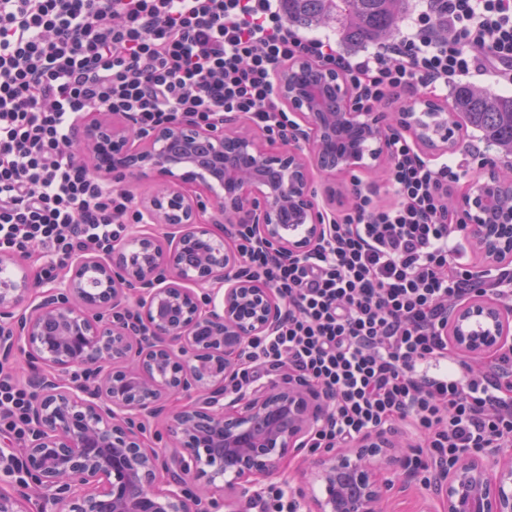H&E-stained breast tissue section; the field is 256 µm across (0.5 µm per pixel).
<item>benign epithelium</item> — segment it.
Instances as JSON below:
<instances>
[{
  "label": "benign epithelium",
  "instance_id": "benign-epithelium-1",
  "mask_svg": "<svg viewBox=\"0 0 512 512\" xmlns=\"http://www.w3.org/2000/svg\"><path fill=\"white\" fill-rule=\"evenodd\" d=\"M311 65L301 59L281 69L276 92L300 123L281 147L269 148L245 119L201 127L191 121L131 135L125 122L107 117L81 123L80 154L104 174L154 176L138 202L144 223L176 227L175 245L153 249L150 233L135 250L118 241L75 257L51 288L23 273L0 280V363L22 354L45 369L31 379L30 439L15 457L0 449V465L21 466L27 492L0 489V512H29L32 496L49 497L57 512H249L267 481L286 460L301 458L320 494L308 512H386L391 497L414 486L416 471L397 432L376 430L350 448L304 454L326 421L328 399L300 375L290 374L238 389L242 354L250 341L273 332L280 319L278 293L244 275L231 230L250 224L260 239L288 258L318 244L326 225L313 200L311 166L329 177L389 157L377 117L349 107L336 72L315 66L335 92L338 111H321L318 93L293 80ZM414 140L436 154L456 147L458 124L443 113L426 129L414 112L400 118ZM349 127L362 139L342 152L336 132ZM309 152H304V147ZM512 197V181L474 179L450 208L467 221L472 248L481 256L480 277L512 264V211L486 222L490 192ZM212 194L205 213L199 195ZM209 289L198 295L194 287ZM448 345L474 364L512 339V308L479 296L448 312ZM180 365L175 377L156 376L151 365ZM125 364L117 381L104 365ZM81 369V380L64 371ZM186 399L170 419L187 455L175 464L153 448L151 421L166 401ZM229 401H224L226 396ZM202 461L211 475H232L230 493L193 492L183 474ZM427 485L441 512H512V454L493 462L456 455L429 470Z\"/></svg>",
  "mask_w": 512,
  "mask_h": 512
}]
</instances>
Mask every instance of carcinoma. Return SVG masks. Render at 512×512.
Listing matches in <instances>:
<instances>
[{
    "instance_id": "obj_1",
    "label": "carcinoma",
    "mask_w": 512,
    "mask_h": 512,
    "mask_svg": "<svg viewBox=\"0 0 512 512\" xmlns=\"http://www.w3.org/2000/svg\"><path fill=\"white\" fill-rule=\"evenodd\" d=\"M406 0H284L289 24L311 28L336 20L342 40L352 47L379 44L399 30ZM453 107L483 139L512 155V97L459 85Z\"/></svg>"
}]
</instances>
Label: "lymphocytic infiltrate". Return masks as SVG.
Here are the masks:
<instances>
[{"instance_id": "f902f5d3", "label": "lymphocytic infiltrate", "mask_w": 512, "mask_h": 512, "mask_svg": "<svg viewBox=\"0 0 512 512\" xmlns=\"http://www.w3.org/2000/svg\"><path fill=\"white\" fill-rule=\"evenodd\" d=\"M307 57L336 71L355 109L434 93L473 76L512 89V0H425L392 42L347 53L284 20L281 0H0V251L38 246L45 274L138 223L133 197L78 158L77 125L94 112L134 131L239 116L287 132L277 68ZM392 203L352 182L311 250L284 259L238 225L245 270L285 303L277 331L243 355L239 386L288 368L333 396L314 448H346L400 424L419 435L417 464L512 448V344L479 368L443 341L450 305L512 302V269L475 282L460 262L465 221L448 190L471 156L424 160L398 124L384 127ZM29 392L0 378V432L24 438Z\"/></svg>"}]
</instances>
